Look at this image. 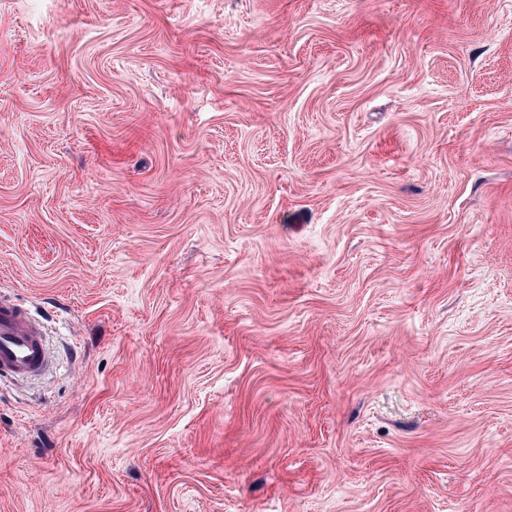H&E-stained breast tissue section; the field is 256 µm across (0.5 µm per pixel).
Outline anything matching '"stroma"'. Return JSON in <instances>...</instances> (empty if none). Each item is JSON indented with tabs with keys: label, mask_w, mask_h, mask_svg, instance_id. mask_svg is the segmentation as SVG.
I'll return each instance as SVG.
<instances>
[{
	"label": "stroma",
	"mask_w": 512,
	"mask_h": 512,
	"mask_svg": "<svg viewBox=\"0 0 512 512\" xmlns=\"http://www.w3.org/2000/svg\"><path fill=\"white\" fill-rule=\"evenodd\" d=\"M0 512H512V0H0ZM44 326L11 298L0 296V376L34 377L52 365Z\"/></svg>",
	"instance_id": "35a3bbf8"
}]
</instances>
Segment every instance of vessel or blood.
Masks as SVG:
<instances>
[{
  "label": "vessel or blood",
  "instance_id": "obj_1",
  "mask_svg": "<svg viewBox=\"0 0 512 512\" xmlns=\"http://www.w3.org/2000/svg\"><path fill=\"white\" fill-rule=\"evenodd\" d=\"M44 326L11 298L0 296V376L34 377L50 368Z\"/></svg>",
  "mask_w": 512,
  "mask_h": 512
}]
</instances>
